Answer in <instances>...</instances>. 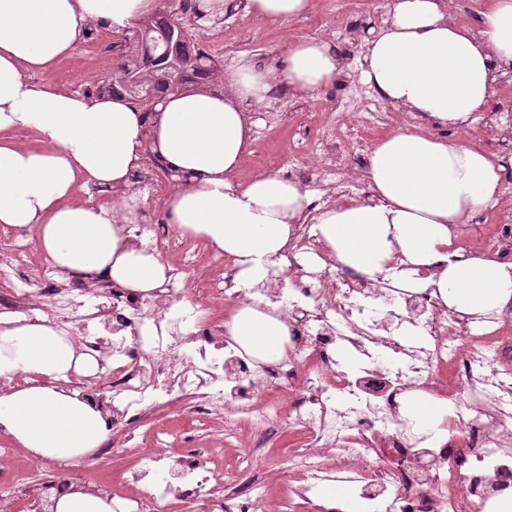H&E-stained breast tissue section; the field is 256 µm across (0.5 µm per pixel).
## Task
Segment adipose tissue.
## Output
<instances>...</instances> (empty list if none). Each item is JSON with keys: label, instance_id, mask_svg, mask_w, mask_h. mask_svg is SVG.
Instances as JSON below:
<instances>
[{"label": "adipose tissue", "instance_id": "1", "mask_svg": "<svg viewBox=\"0 0 512 512\" xmlns=\"http://www.w3.org/2000/svg\"><path fill=\"white\" fill-rule=\"evenodd\" d=\"M312 0H201L211 16L243 10L270 24L307 14ZM156 0H0V224L29 232L48 263L65 276L107 282L150 297L167 266L129 241L137 199L129 195L144 154L156 156L175 186L163 204L180 236L203 238L232 260L235 285L252 302L224 320L237 351L266 364L282 359L286 320L265 308L258 287L283 261L292 227L310 198L300 183L265 172L240 183L254 122L246 104L276 88L304 98L337 83L345 67L328 39L290 42L276 64L241 55L218 84L166 93L154 111L123 95H83L41 82L71 56L90 25L128 30L153 12ZM512 71V0H487L477 24L452 17L447 0H389L364 41L361 80L381 99L414 114L371 148L367 197L316 209L321 252L299 256L306 270L334 262L368 276L392 278L409 292L428 291L449 310L481 326L512 303V263L490 249L458 247L459 228L497 206L503 167L433 126L468 130L493 105L499 78ZM34 131L43 146L13 137ZM107 188L119 199L106 209L75 197L76 189ZM98 371L88 354L45 315L0 312V435L36 460L75 463L112 434L109 417L72 388ZM400 411L425 447L448 436V401L405 395ZM53 512H113L107 492L70 483L53 496Z\"/></svg>", "mask_w": 512, "mask_h": 512}]
</instances>
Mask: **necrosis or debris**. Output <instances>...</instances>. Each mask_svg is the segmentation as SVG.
<instances>
[{
    "mask_svg": "<svg viewBox=\"0 0 512 512\" xmlns=\"http://www.w3.org/2000/svg\"><path fill=\"white\" fill-rule=\"evenodd\" d=\"M319 249L311 222L295 225L284 253L290 282L266 293L288 321V351L261 366L236 354L213 317L214 302H250L234 287L235 268L225 265L209 278L204 294L185 287L199 268L198 250L184 248L169 264L167 288L157 298L108 286L112 308L95 315L110 332L106 338L87 332L91 287L58 280L56 269L43 267L34 276L44 289L22 291L15 287L20 264L0 257V306L50 312L87 350H111L93 381L112 404L104 454L137 456V490L120 496L121 512H200L215 499L223 500L224 512H266L265 480L225 479L210 449L175 451L177 432L157 434L153 449L137 448L136 424L186 401L223 423L225 445L244 447L248 462L272 430L304 431L307 440L291 458L298 477L292 492L313 512H329L314 501V490L344 472L354 473L360 498L381 512H497L499 496L512 490V336L502 331L512 322V305L500 325L475 329L430 293H399L342 266L304 271L297 254ZM407 322L423 329L412 345L399 332ZM149 323L155 332L147 336ZM349 349L359 356L353 372L341 357ZM407 390L451 401L445 447H419L400 414ZM13 458L12 449L0 448V484L46 496L42 463L19 467ZM159 469L173 480L171 498L155 492L151 476Z\"/></svg>",
    "mask_w": 512,
    "mask_h": 512,
    "instance_id": "1",
    "label": "necrosis or debris"
}]
</instances>
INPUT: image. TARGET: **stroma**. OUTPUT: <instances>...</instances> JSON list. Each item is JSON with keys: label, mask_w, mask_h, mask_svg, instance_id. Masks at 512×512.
I'll return each mask as SVG.
<instances>
[{"label": "stroma", "mask_w": 512, "mask_h": 512, "mask_svg": "<svg viewBox=\"0 0 512 512\" xmlns=\"http://www.w3.org/2000/svg\"><path fill=\"white\" fill-rule=\"evenodd\" d=\"M383 13V0H315L310 13L281 26L238 12L222 15L217 21L206 18L193 22L190 34L193 41L205 48L220 64L245 53L259 64L271 65L289 41L315 36L336 43L344 62L348 63L360 55L368 28ZM91 45L90 39H83L73 56L60 61L46 75V82L61 90L85 95L100 94L103 82L113 67L114 57L109 52H93ZM373 96V90L363 84L354 71L306 100L295 99L287 89L276 90L270 101L253 114L256 123L253 142L237 174L238 179L243 180L263 171L285 173L293 169L295 160L288 152L289 145L312 139L324 125L329 112L338 110L349 113L354 131L374 140L405 123V116L385 103L381 104L380 109L389 115L387 124L374 126L362 123L363 104ZM503 187L505 193L498 206L477 214L464 227L460 237L464 249L481 248L483 240L491 234L490 226L495 217L500 212L512 210V166L504 173ZM202 424V418L190 411H174L159 421L160 427L181 431V447H213L214 439L208 436ZM61 471L65 477L82 482L89 481L93 476L110 478L112 490L116 493L128 494L135 490L127 475L113 471L109 457L101 453L79 465L62 466Z\"/></svg>", "instance_id": "1"}]
</instances>
